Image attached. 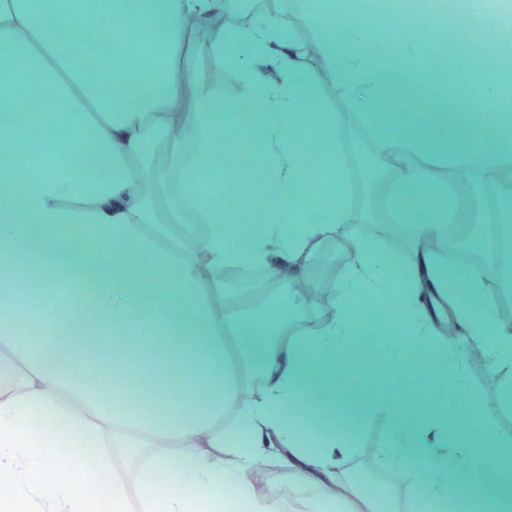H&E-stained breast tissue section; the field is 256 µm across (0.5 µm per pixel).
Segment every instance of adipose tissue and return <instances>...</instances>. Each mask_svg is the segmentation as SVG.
I'll return each mask as SVG.
<instances>
[{
  "mask_svg": "<svg viewBox=\"0 0 512 512\" xmlns=\"http://www.w3.org/2000/svg\"><path fill=\"white\" fill-rule=\"evenodd\" d=\"M237 0H0V307L8 284L32 270L67 276L74 298L51 319L0 321V512H89L68 457L36 431L62 428L85 445V475L106 477L111 512H279L280 492L244 473L277 454L296 477L305 512H382L334 467L373 415L389 440L381 458L402 470L408 512L423 503L478 502L512 512V446L500 442L475 401L403 386L446 368L462 382L467 355L432 333L453 318L489 367H512V331L497 325L482 274L436 261L423 239L448 224H482L481 182L512 164V0H450L454 25L423 0L417 14L369 0H293L312 35L279 18L218 33L206 74L184 61L197 22ZM344 18L335 28V18ZM397 35L385 49L381 35ZM476 89L456 110L436 85ZM273 74L256 83L253 66ZM245 90L224 98V69ZM35 97L17 101L15 80ZM348 103L379 153L393 159L385 200L414 247L395 275L367 243L332 320L316 334L272 344L271 317L224 316V271L287 276L338 226L349 189L327 88ZM404 111H395V103ZM53 119L39 136L29 115ZM255 118L250 169L224 154V134ZM165 148L146 171L150 135ZM477 177L459 195L437 168ZM430 211L428 223L415 213ZM463 283L464 294L451 286ZM397 343L382 347L367 388L352 339L373 316ZM262 382L238 399L245 368ZM111 376L103 390L92 373ZM172 474L156 483L157 471Z\"/></svg>",
  "mask_w": 512,
  "mask_h": 512,
  "instance_id": "ef3b65f1",
  "label": "adipose tissue"
}]
</instances>
